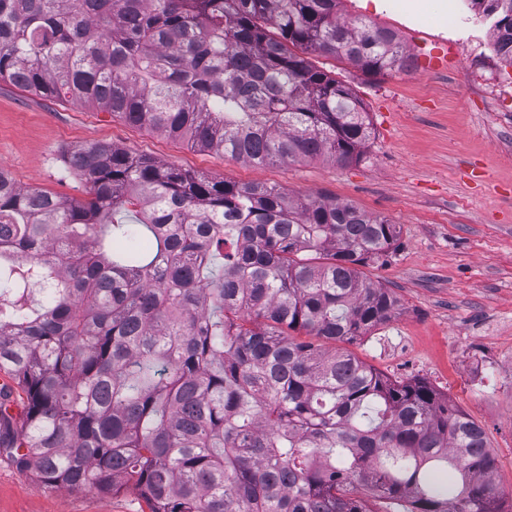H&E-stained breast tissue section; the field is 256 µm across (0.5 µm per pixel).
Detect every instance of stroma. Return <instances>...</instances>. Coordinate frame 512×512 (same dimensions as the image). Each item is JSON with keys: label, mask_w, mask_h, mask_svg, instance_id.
Returning a JSON list of instances; mask_svg holds the SVG:
<instances>
[{"label": "stroma", "mask_w": 512, "mask_h": 512, "mask_svg": "<svg viewBox=\"0 0 512 512\" xmlns=\"http://www.w3.org/2000/svg\"><path fill=\"white\" fill-rule=\"evenodd\" d=\"M418 15L406 0H340L343 18L395 31L406 53L426 39L450 43L448 71L419 66L367 75L310 55L362 99L374 134L345 166L318 160L254 166L194 149L66 99L0 82V168L27 190L73 200L86 188L65 155L110 143L166 165L227 182H265L387 217L401 230L383 265L365 267L399 300L390 322L350 344L388 376L420 379L483 430L496 457L494 482L512 499V66L497 55L489 21L471 28L467 0H435ZM0 512H149L136 490L113 496L57 489L0 454Z\"/></svg>", "instance_id": "stroma-1"}]
</instances>
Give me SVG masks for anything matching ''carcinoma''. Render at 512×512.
I'll use <instances>...</instances> for the list:
<instances>
[{
    "label": "carcinoma",
    "mask_w": 512,
    "mask_h": 512,
    "mask_svg": "<svg viewBox=\"0 0 512 512\" xmlns=\"http://www.w3.org/2000/svg\"><path fill=\"white\" fill-rule=\"evenodd\" d=\"M470 2L512 62V0ZM336 7L0 0V81L256 166L345 165L369 114L305 55L374 75L408 60ZM70 165L86 200L0 169V373L17 385L0 390V454L50 486H131L149 512H512L479 425L343 348L398 310L362 271L398 225L107 143Z\"/></svg>",
    "instance_id": "cac0c4a2"
}]
</instances>
